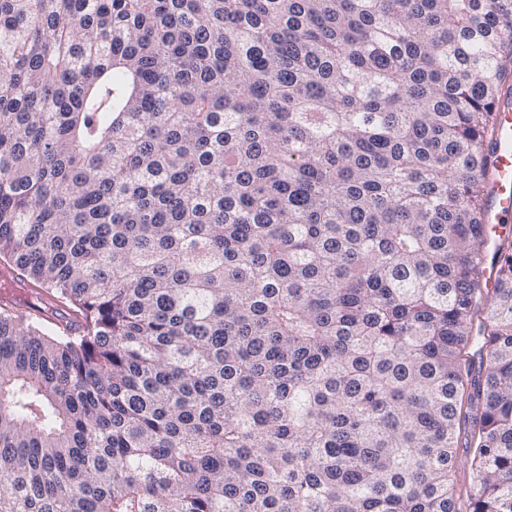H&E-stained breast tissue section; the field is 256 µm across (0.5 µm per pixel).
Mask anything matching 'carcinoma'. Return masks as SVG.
Masks as SVG:
<instances>
[{
    "mask_svg": "<svg viewBox=\"0 0 512 512\" xmlns=\"http://www.w3.org/2000/svg\"><path fill=\"white\" fill-rule=\"evenodd\" d=\"M512 0H0V512H512ZM81 331H71L73 323ZM501 132L493 145L494 174L488 183L489 211L486 224L492 231H502L499 224L512 220V92L505 91L499 99ZM503 218H507L504 223ZM0 280L2 284L1 288H18L16 292H13L11 289L8 291L2 289L1 304L4 308H13L15 306L16 312L18 313H36L49 316V309L40 308L36 303L33 302V297L29 292L27 293V290L25 289L29 287L16 277L15 272L11 268L3 267L0 269ZM20 296H25L26 298L29 297L30 305H22L19 303L18 297ZM455 470V489L457 494L462 496L461 502L464 503L462 509L465 512L467 507L466 490L470 482V456L467 448L457 449Z\"/></svg>",
    "mask_w": 512,
    "mask_h": 512,
    "instance_id": "carcinoma-1",
    "label": "carcinoma"
}]
</instances>
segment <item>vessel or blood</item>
Returning <instances> with one entry per match:
<instances>
[{
  "mask_svg": "<svg viewBox=\"0 0 512 512\" xmlns=\"http://www.w3.org/2000/svg\"><path fill=\"white\" fill-rule=\"evenodd\" d=\"M501 132L494 145V174L488 183L489 211L486 221L501 224L503 219L512 220V92L503 93L499 99ZM26 293V285L14 271L0 269V306L16 308L17 312H38L37 304L21 305L19 298Z\"/></svg>",
  "mask_w": 512,
  "mask_h": 512,
  "instance_id": "obj_1",
  "label": "vessel or blood"
}]
</instances>
